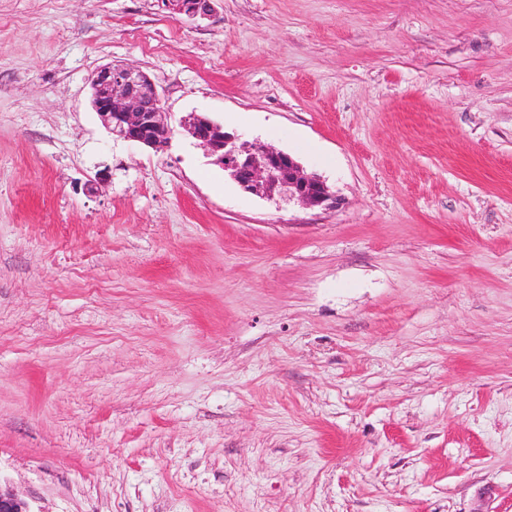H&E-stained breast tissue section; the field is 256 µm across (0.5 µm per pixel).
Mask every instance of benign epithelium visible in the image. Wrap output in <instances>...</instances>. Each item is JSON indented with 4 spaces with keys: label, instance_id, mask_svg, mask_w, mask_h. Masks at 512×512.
I'll return each instance as SVG.
<instances>
[{
    "label": "benign epithelium",
    "instance_id": "1",
    "mask_svg": "<svg viewBox=\"0 0 512 512\" xmlns=\"http://www.w3.org/2000/svg\"><path fill=\"white\" fill-rule=\"evenodd\" d=\"M165 5L188 20L204 19L212 11V0H166ZM90 90L91 106L112 135L156 151L167 147L172 128L154 83L143 71L103 65L93 73ZM181 127L243 191L307 208L336 205L327 182L306 173L290 154L228 133L220 123L195 112L183 118ZM0 512L30 510L16 495L0 491Z\"/></svg>",
    "mask_w": 512,
    "mask_h": 512
}]
</instances>
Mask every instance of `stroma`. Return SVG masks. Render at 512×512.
<instances>
[{
	"label": "stroma",
	"mask_w": 512,
	"mask_h": 512,
	"mask_svg": "<svg viewBox=\"0 0 512 512\" xmlns=\"http://www.w3.org/2000/svg\"><path fill=\"white\" fill-rule=\"evenodd\" d=\"M105 64L164 151L102 125ZM189 112L338 206L242 191ZM0 489L512 512V0H0ZM175 15L188 20L205 19L212 11V0H168L163 1ZM91 106L112 135L161 150L172 128L154 83L141 70L106 64L90 79Z\"/></svg>",
	"instance_id": "1"
}]
</instances>
